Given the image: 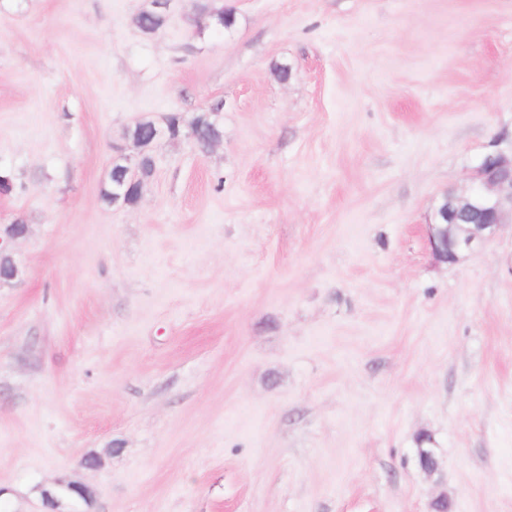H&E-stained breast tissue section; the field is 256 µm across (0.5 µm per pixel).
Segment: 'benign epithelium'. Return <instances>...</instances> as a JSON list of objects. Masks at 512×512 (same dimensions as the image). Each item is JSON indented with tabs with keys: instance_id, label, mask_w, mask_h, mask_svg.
<instances>
[{
	"instance_id": "obj_1",
	"label": "benign epithelium",
	"mask_w": 512,
	"mask_h": 512,
	"mask_svg": "<svg viewBox=\"0 0 512 512\" xmlns=\"http://www.w3.org/2000/svg\"><path fill=\"white\" fill-rule=\"evenodd\" d=\"M122 174L118 178L114 200L121 198L124 185L142 187L144 153L136 159L122 156ZM512 221V156H486L463 195L448 194L438 206L435 222L430 225L429 245L433 256L446 264H454L493 237L499 228ZM18 267L7 254L0 253V283L15 279ZM420 469L433 474L438 461L429 448L418 449Z\"/></svg>"
}]
</instances>
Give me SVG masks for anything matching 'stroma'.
<instances>
[{
  "label": "stroma",
  "instance_id": "obj_1",
  "mask_svg": "<svg viewBox=\"0 0 512 512\" xmlns=\"http://www.w3.org/2000/svg\"><path fill=\"white\" fill-rule=\"evenodd\" d=\"M220 2L0 0V512H512V223L428 245L512 153V0ZM189 126L195 127L197 134L195 140L202 147H206L211 140L220 137L221 132L218 125L211 118H207L205 112L197 113L190 121ZM135 142L142 148V151L139 153L138 157L135 160H132L131 158L121 154L124 166L122 169V174L117 180L115 192H114V189L112 188L113 167L111 169V172L109 175V180L102 192L104 200L109 205H117L115 202L120 200V198L122 196V194H120L119 192L127 182H130L128 184V187L137 186L140 188V191L142 189L144 179L141 174L143 173V161H144L145 149H143L144 145L142 143H140L138 141H135ZM112 196L114 197V201H115L114 203H112Z\"/></svg>",
  "mask_w": 512,
  "mask_h": 512
}]
</instances>
